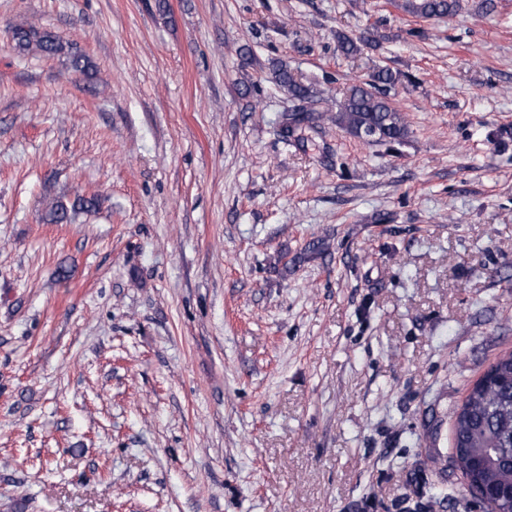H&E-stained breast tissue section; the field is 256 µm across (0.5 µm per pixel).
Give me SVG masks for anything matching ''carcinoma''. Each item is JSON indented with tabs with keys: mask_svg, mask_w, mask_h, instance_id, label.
<instances>
[{
	"mask_svg": "<svg viewBox=\"0 0 512 512\" xmlns=\"http://www.w3.org/2000/svg\"><path fill=\"white\" fill-rule=\"evenodd\" d=\"M401 8L416 18L432 19L457 15L462 4L461 0H403ZM11 37L18 54L65 56L84 80L94 79L91 60L52 31L32 24L16 26ZM337 43L338 50L351 57L361 53L368 39L340 35ZM274 81L288 92L291 102L279 124L286 141L305 143L306 133L318 134L328 123L368 144L401 145L409 137L407 121L389 97L398 76L387 65H375L371 79L349 87L340 100L324 98L286 66L275 71ZM96 206L94 197H79L71 204L55 198L45 208L43 220L69 224L78 212ZM451 444L454 463L469 481L474 498L491 489H512V352L495 358L469 388L452 422Z\"/></svg>",
	"mask_w": 512,
	"mask_h": 512,
	"instance_id": "carcinoma-1",
	"label": "carcinoma"
}]
</instances>
